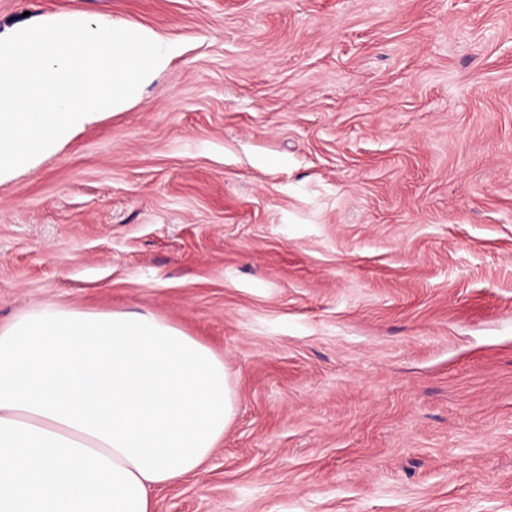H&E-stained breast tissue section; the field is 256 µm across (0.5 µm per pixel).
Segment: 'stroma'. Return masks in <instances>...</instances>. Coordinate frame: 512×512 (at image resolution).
Instances as JSON below:
<instances>
[{"instance_id": "35a3bbf8", "label": "stroma", "mask_w": 512, "mask_h": 512, "mask_svg": "<svg viewBox=\"0 0 512 512\" xmlns=\"http://www.w3.org/2000/svg\"><path fill=\"white\" fill-rule=\"evenodd\" d=\"M178 53L0 187V325L149 312L224 359L155 512H512V0H0Z\"/></svg>"}]
</instances>
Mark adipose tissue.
Wrapping results in <instances>:
<instances>
[{
    "label": "adipose tissue",
    "mask_w": 512,
    "mask_h": 512,
    "mask_svg": "<svg viewBox=\"0 0 512 512\" xmlns=\"http://www.w3.org/2000/svg\"><path fill=\"white\" fill-rule=\"evenodd\" d=\"M235 403L223 358L172 323L34 304L0 326V512H154Z\"/></svg>",
    "instance_id": "adipose-tissue-1"
}]
</instances>
